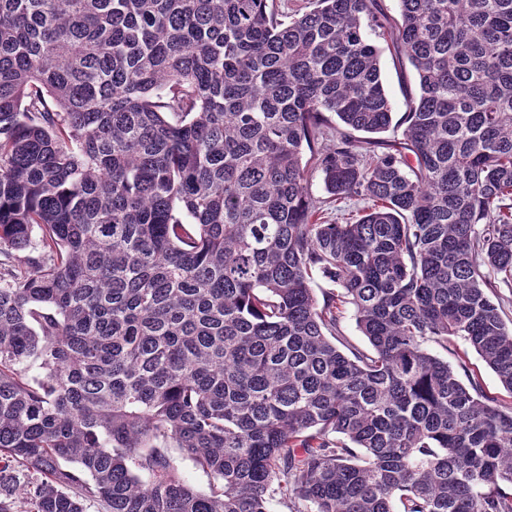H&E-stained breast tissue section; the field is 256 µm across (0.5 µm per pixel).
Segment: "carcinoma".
<instances>
[{
    "label": "carcinoma",
    "mask_w": 512,
    "mask_h": 512,
    "mask_svg": "<svg viewBox=\"0 0 512 512\" xmlns=\"http://www.w3.org/2000/svg\"><path fill=\"white\" fill-rule=\"evenodd\" d=\"M503 288L512 0H0V512H512ZM382 65L381 75L383 83L392 101L395 121H398L405 112L407 95L416 92L413 70L408 63L396 56L389 44L381 42ZM434 353L448 360V364L459 371L461 380L468 385L469 379L478 380L484 392L494 397L498 403L506 409L512 407V395L502 386L498 376L492 371L476 352L461 341L456 342L448 355L441 350H434ZM463 364L464 369L459 367ZM171 457L181 470L187 484L201 493L209 494L211 492L216 484L210 475L198 469L191 460L183 457L178 450L173 449Z\"/></svg>",
    "instance_id": "carcinoma-1"
}]
</instances>
